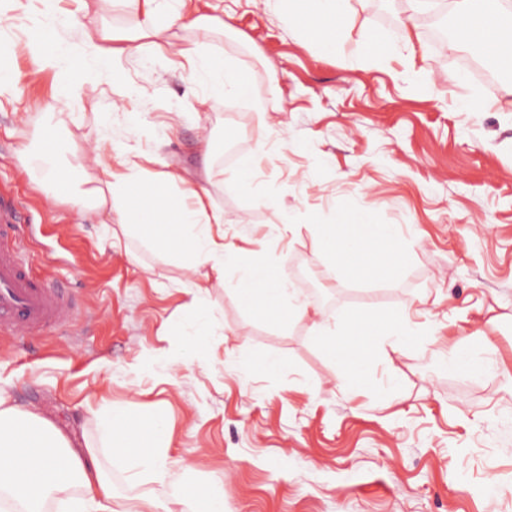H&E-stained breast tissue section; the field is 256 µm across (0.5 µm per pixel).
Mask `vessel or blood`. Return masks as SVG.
<instances>
[{
    "mask_svg": "<svg viewBox=\"0 0 512 512\" xmlns=\"http://www.w3.org/2000/svg\"><path fill=\"white\" fill-rule=\"evenodd\" d=\"M12 207L0 202V329L26 334L73 323L74 304L57 283L33 277L16 242Z\"/></svg>",
    "mask_w": 512,
    "mask_h": 512,
    "instance_id": "obj_1",
    "label": "vessel or blood"
}]
</instances>
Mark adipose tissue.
Instances as JSON below:
<instances>
[{
    "instance_id": "ef3b65f1",
    "label": "adipose tissue",
    "mask_w": 512,
    "mask_h": 512,
    "mask_svg": "<svg viewBox=\"0 0 512 512\" xmlns=\"http://www.w3.org/2000/svg\"><path fill=\"white\" fill-rule=\"evenodd\" d=\"M39 7L20 44L32 59L34 72L48 68H70L74 53L55 35L61 21L58 0H38ZM117 5L135 4L136 19L124 30L107 29L99 6H85L77 21L80 51L111 65L114 56L153 48L155 38L171 30L174 23L186 20L188 28L202 34L216 31L213 19L198 15L184 19L182 10H174L169 21H161L157 0H113ZM275 7L289 23L316 27L317 46L325 53L340 45L334 23L346 11L347 0H274ZM458 24L453 46L482 41L503 67H512V8L504 0H483L479 10L470 0H454ZM171 50L188 58L192 80L209 85V98L218 101L231 95L251 98L253 87L247 79L224 65L216 57L199 55L195 47L171 43ZM179 177L166 172L159 177L146 176L134 165H125L118 176H108L98 186L71 194L79 210L93 212L103 223L120 225L125 234L160 241L179 255L187 272L208 266L223 270L234 264L237 254L225 248L212 234L213 226L223 224L224 212L206 205L199 190L178 185ZM369 222L366 211H358L341 225L323 224L319 231L328 249L348 247L357 257L365 247L364 231ZM238 292L248 302H271L291 306L295 317L307 314L305 306L291 305L286 279L266 263L257 261L242 270ZM100 434V445L76 447L72 439L39 412L15 407L8 392L0 388V502H19L25 512H43L49 500L67 498L72 488L82 494L70 500L72 512H160L158 505L146 499H118L110 479L104 473L100 448L132 468L149 472L161 464L160 451L169 439L164 414L154 415L148 424L125 407L113 406L91 414ZM68 499V498H67Z\"/></svg>"
}]
</instances>
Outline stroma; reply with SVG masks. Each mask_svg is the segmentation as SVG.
<instances>
[{"instance_id":"35a3bbf8","label":"stroma","mask_w":512,"mask_h":512,"mask_svg":"<svg viewBox=\"0 0 512 512\" xmlns=\"http://www.w3.org/2000/svg\"><path fill=\"white\" fill-rule=\"evenodd\" d=\"M36 5L18 0L0 17L16 86L0 96V197L20 214L32 276H52L78 313L49 334L0 332V387L13 403L92 443L86 407L121 405L143 421L164 411L163 476L137 478L110 459L104 468L120 496L171 512L182 509L175 488L206 482L223 484L225 512H512V76H480L467 66L479 48L431 38L430 19L453 17V0H353L333 55L264 0H186L226 29L181 38L202 41L254 88L253 100L209 108L186 59L164 48L114 60V82L85 84L68 103L81 69L36 75L12 49ZM369 33L397 49L366 63L357 48ZM464 100L478 111H461ZM49 104L63 114L57 133L78 146L112 120L100 166L73 171L74 189L104 178L119 154L205 184L241 261L303 269L288 286L307 318L244 303L237 268L187 275L161 245L111 240L109 225L52 198L22 171ZM247 166L248 192L238 183ZM362 209L397 228L390 241L368 236V255L382 260L371 278L327 255L316 230ZM196 287L211 314L202 345ZM406 310L419 314L413 336L397 348L379 337L352 370L328 353L338 337L311 329L359 314L384 327ZM458 346L479 370L449 369Z\"/></svg>"}]
</instances>
